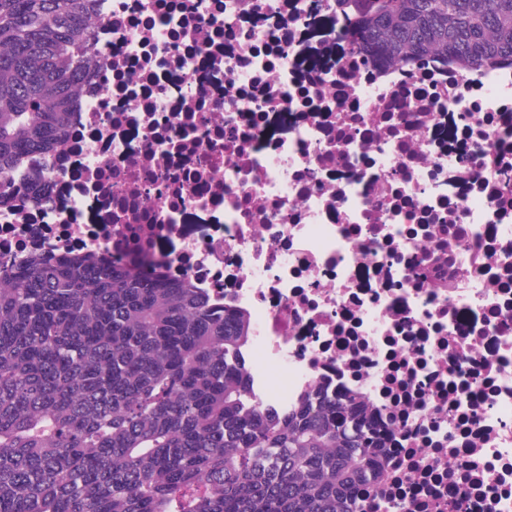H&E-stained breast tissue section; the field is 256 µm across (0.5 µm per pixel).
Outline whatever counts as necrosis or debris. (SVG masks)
Masks as SVG:
<instances>
[{
	"label": "necrosis or debris",
	"instance_id": "necrosis-or-debris-1",
	"mask_svg": "<svg viewBox=\"0 0 512 512\" xmlns=\"http://www.w3.org/2000/svg\"><path fill=\"white\" fill-rule=\"evenodd\" d=\"M0 266L155 260L242 313L255 404L376 421L363 512H512V65L369 61L353 0H93Z\"/></svg>",
	"mask_w": 512,
	"mask_h": 512
}]
</instances>
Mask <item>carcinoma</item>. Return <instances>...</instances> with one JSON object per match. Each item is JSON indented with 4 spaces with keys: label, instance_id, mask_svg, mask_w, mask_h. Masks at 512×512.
Returning <instances> with one entry per match:
<instances>
[{
    "label": "carcinoma",
    "instance_id": "obj_1",
    "mask_svg": "<svg viewBox=\"0 0 512 512\" xmlns=\"http://www.w3.org/2000/svg\"><path fill=\"white\" fill-rule=\"evenodd\" d=\"M392 65L512 60V0H363ZM92 0H0L3 174L62 139ZM241 318L95 253L0 267V512H362L372 428L341 403L277 418L232 361Z\"/></svg>",
    "mask_w": 512,
    "mask_h": 512
}]
</instances>
